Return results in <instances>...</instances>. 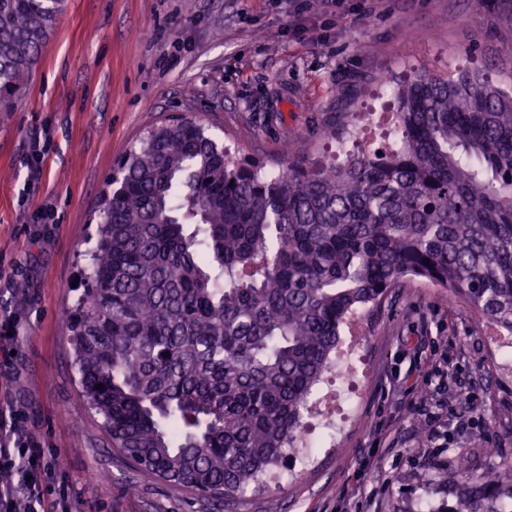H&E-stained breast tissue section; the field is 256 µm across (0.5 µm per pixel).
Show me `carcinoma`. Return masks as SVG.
<instances>
[{
  "instance_id": "cac0c4a2",
  "label": "carcinoma",
  "mask_w": 512,
  "mask_h": 512,
  "mask_svg": "<svg viewBox=\"0 0 512 512\" xmlns=\"http://www.w3.org/2000/svg\"><path fill=\"white\" fill-rule=\"evenodd\" d=\"M63 4L0 0V99ZM395 98L396 149L293 159L286 179L192 119L117 164L65 322L79 396L135 471L236 501L292 451L352 313L407 280L512 334V87L417 69ZM505 499L512 464L490 462L450 512Z\"/></svg>"
}]
</instances>
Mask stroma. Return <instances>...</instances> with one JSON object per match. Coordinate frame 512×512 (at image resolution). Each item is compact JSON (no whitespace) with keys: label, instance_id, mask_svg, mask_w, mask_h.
Instances as JSON below:
<instances>
[{"label":"stroma","instance_id":"1","mask_svg":"<svg viewBox=\"0 0 512 512\" xmlns=\"http://www.w3.org/2000/svg\"><path fill=\"white\" fill-rule=\"evenodd\" d=\"M419 67L512 84V0H67L0 118V319L17 322L0 395L57 459L42 478L44 512H57L61 489L73 512H205L124 464L77 393L64 316L115 161L156 126L191 118L268 170L288 157L326 165L332 119L376 109L367 136L386 140L394 104L377 79ZM360 329L366 379L339 445L219 512H338L344 501L352 512H447L460 462L478 466L495 448L512 463V374L495 363L494 327L411 280ZM439 355L446 448L424 426Z\"/></svg>","mask_w":512,"mask_h":512}]
</instances>
